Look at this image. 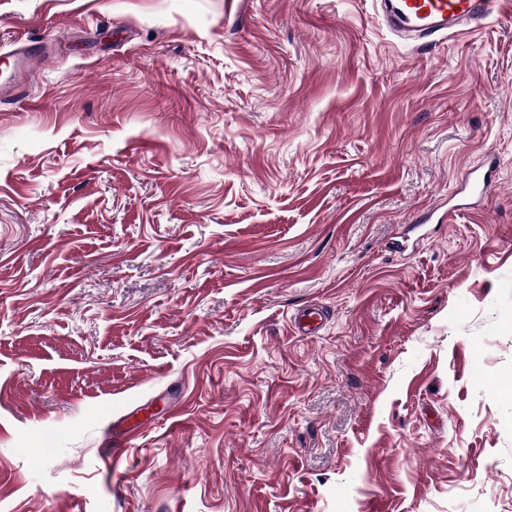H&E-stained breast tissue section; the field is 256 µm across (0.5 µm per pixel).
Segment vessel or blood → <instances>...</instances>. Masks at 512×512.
<instances>
[{"label": "vessel or blood", "instance_id": "obj_1", "mask_svg": "<svg viewBox=\"0 0 512 512\" xmlns=\"http://www.w3.org/2000/svg\"><path fill=\"white\" fill-rule=\"evenodd\" d=\"M384 20L400 39L426 45L436 37L452 35L497 13L500 0H383ZM18 61L16 84L38 68L42 51L23 42L13 51Z\"/></svg>", "mask_w": 512, "mask_h": 512}]
</instances>
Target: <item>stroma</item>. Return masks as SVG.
I'll return each mask as SVG.
<instances>
[{
	"label": "stroma",
	"mask_w": 512,
	"mask_h": 512,
	"mask_svg": "<svg viewBox=\"0 0 512 512\" xmlns=\"http://www.w3.org/2000/svg\"><path fill=\"white\" fill-rule=\"evenodd\" d=\"M17 39L0 512H512V0L425 48L374 0H0V81ZM11 53L18 60V74L14 82L17 86L22 85L27 75L40 65L42 50L29 42H21Z\"/></svg>",
	"instance_id": "1"
}]
</instances>
